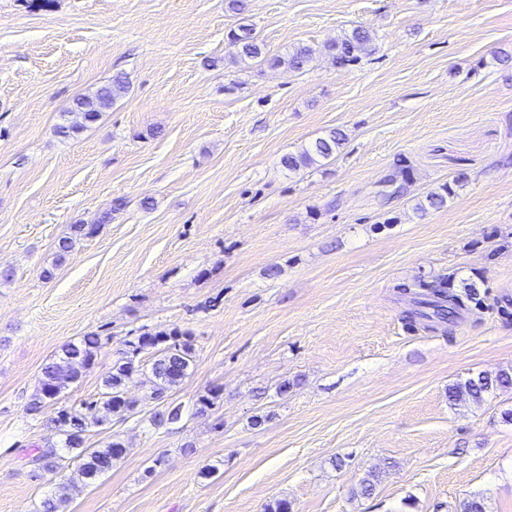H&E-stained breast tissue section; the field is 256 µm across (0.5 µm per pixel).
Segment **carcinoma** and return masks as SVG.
Instances as JSON below:
<instances>
[{"label":"carcinoma","instance_id":"obj_1","mask_svg":"<svg viewBox=\"0 0 512 512\" xmlns=\"http://www.w3.org/2000/svg\"><path fill=\"white\" fill-rule=\"evenodd\" d=\"M375 41L371 30L355 27L338 36L325 50L333 65L349 68L374 53ZM229 44L236 61L251 60L270 69L286 68L293 72L302 71L316 55V49L307 44L293 45L283 53L272 54L248 24L231 31ZM126 89V81L117 76L92 93L76 99L71 118L67 124L59 126L57 132L70 137L97 123ZM344 144V135L330 130L310 141L300 152L283 156L281 163L291 172L322 167L336 158ZM411 186L408 166L399 159L382 180L380 195L388 202L400 199L411 194ZM453 193V183H443L418 200L416 209L424 212L442 207ZM111 220L112 211L109 210L101 215L96 224L72 225L70 235L58 241L57 260H65L77 241L92 235L99 225ZM460 287L463 291L459 293L439 290L431 298H416L414 308L407 311V317L412 320H437L450 326L455 324L469 305L481 301L476 283L462 280ZM102 347V339L96 334L63 344L41 369L37 388L26 407L31 415H37L49 406L57 407L54 424L62 437L63 448L70 454V460L77 464L78 474L86 486L112 470V466L127 454L126 443L117 435L112 436L101 448L89 447L88 425L102 423L110 416L132 417L150 403L170 396L191 374L196 359L194 340L189 333L176 328L143 332L119 353L102 380L98 398L84 403L79 409L58 406L61 393L79 382L83 372L95 362ZM148 350L151 356L145 362L142 354ZM135 376L140 377L141 383L148 387L147 394L142 397L128 393L127 384ZM510 387L512 374L508 372L501 371L494 376L480 373L450 388L449 399L456 404L479 403L489 392ZM181 415V407L171 404L165 410L155 412L152 423L156 426L173 424L180 420ZM58 459L57 449L48 445L32 455L31 463L42 470L54 471L58 468ZM70 499V485L62 483L42 503V512H66Z\"/></svg>","mask_w":512,"mask_h":512}]
</instances>
